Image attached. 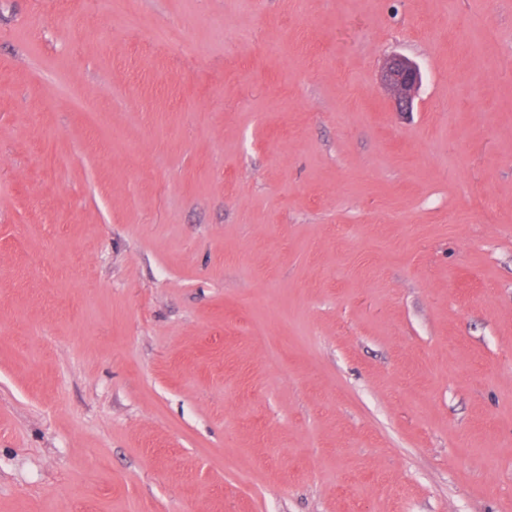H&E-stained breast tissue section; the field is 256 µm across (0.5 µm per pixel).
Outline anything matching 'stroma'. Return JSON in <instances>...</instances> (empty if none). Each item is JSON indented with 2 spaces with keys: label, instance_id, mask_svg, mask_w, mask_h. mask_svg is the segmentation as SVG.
Masks as SVG:
<instances>
[{
  "label": "stroma",
  "instance_id": "stroma-1",
  "mask_svg": "<svg viewBox=\"0 0 512 512\" xmlns=\"http://www.w3.org/2000/svg\"><path fill=\"white\" fill-rule=\"evenodd\" d=\"M0 512H512V0H0ZM382 86L395 104V111L413 110L414 100L422 84V73L411 59L393 55L382 74Z\"/></svg>",
  "mask_w": 512,
  "mask_h": 512
}]
</instances>
